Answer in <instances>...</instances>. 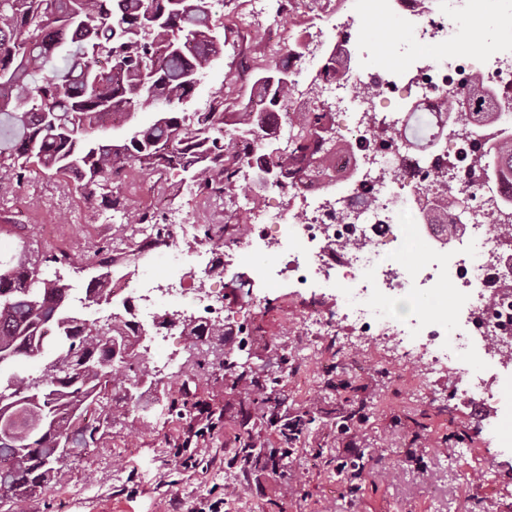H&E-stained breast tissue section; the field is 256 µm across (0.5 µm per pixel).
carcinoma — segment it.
<instances>
[{
    "label": "carcinoma",
    "instance_id": "cac0c4a2",
    "mask_svg": "<svg viewBox=\"0 0 512 512\" xmlns=\"http://www.w3.org/2000/svg\"><path fill=\"white\" fill-rule=\"evenodd\" d=\"M213 0H0V195L26 180L32 168L74 177L108 209L125 210L119 181L137 165L179 177L191 198H224L241 179L243 162L224 140V98L202 111L181 106L190 99L213 56L224 53V24ZM299 87L288 68L258 69L252 89L268 94L265 110L245 107L233 121L234 140L256 138L277 102ZM159 108L148 126L120 142L94 140L112 112ZM284 146L270 150L276 169L318 162L315 146L332 138L328 113L315 108L289 122ZM487 171L512 169V135L475 160ZM146 209L132 224H163ZM87 285L96 301L110 300L112 260L99 258ZM40 356V375L26 374L27 359ZM224 374L244 384L259 422L280 416L278 380L237 371L224 354ZM150 377L118 317L103 328L69 312V288L60 276L41 277V267L22 253L0 259V412L18 405L13 424L0 427V502L7 512L40 494L53 470L44 466L57 448H96L104 435L103 392H125ZM298 418L281 427L285 448L303 432ZM255 427L241 434L238 456L263 461Z\"/></svg>",
    "mask_w": 512,
    "mask_h": 512
}]
</instances>
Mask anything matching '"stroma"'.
<instances>
[{
    "label": "stroma",
    "instance_id": "obj_1",
    "mask_svg": "<svg viewBox=\"0 0 512 512\" xmlns=\"http://www.w3.org/2000/svg\"><path fill=\"white\" fill-rule=\"evenodd\" d=\"M368 48L407 45L420 60L444 54L438 43L416 41L402 21L370 25ZM234 48L206 66L200 85L185 105L193 112L216 96L245 98ZM128 210L141 209L143 199L168 200L178 216L196 225L223 224L244 233L237 208L242 191L232 199L206 204L192 199L157 172L128 168L121 184ZM54 225L55 242L45 238V225ZM133 251L136 241L122 215H110L100 198L75 179L39 171L25 187L0 199V251H24L39 264L54 250L68 253L62 267L64 283L87 285L100 247ZM258 297H282V314L267 316L255 306L244 317L250 338L246 361L253 371L278 379L289 416L312 417L293 456L264 470L237 464L233 437L250 409L242 387L233 386L223 370L206 369L194 396L184 397L179 374H163L162 395L151 419L134 402L115 397L105 405L109 424L99 447L77 454L60 465L53 481L27 503L26 512H199L210 501L223 499L222 512H476L475 490L490 480L477 512H512V461L486 475L482 453L487 442L480 418L450 392L455 373L437 383L448 393L452 414L435 410L418 397L422 370L418 364L399 365L368 354L337 357L334 341H319L306 349L299 324L301 304L287 285L252 284ZM351 389L335 387V379ZM209 403L222 413L208 447L195 451L196 467L184 470L174 442L195 424L194 405ZM364 406L366 421L354 430L364 452L365 470L357 497L346 494L347 481L337 473L346 434L338 425L355 406ZM462 432L469 453L455 459L443 445L448 435Z\"/></svg>",
    "mask_w": 512,
    "mask_h": 512
}]
</instances>
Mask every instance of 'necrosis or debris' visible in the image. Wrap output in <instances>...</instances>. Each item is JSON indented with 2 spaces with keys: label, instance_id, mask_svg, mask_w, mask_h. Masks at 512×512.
I'll list each match as a JSON object with an SVG mask.
<instances>
[{
  "label": "necrosis or debris",
  "instance_id": "1",
  "mask_svg": "<svg viewBox=\"0 0 512 512\" xmlns=\"http://www.w3.org/2000/svg\"><path fill=\"white\" fill-rule=\"evenodd\" d=\"M486 0H247L248 14L275 29L283 15L301 14L285 57L296 74H320L321 95L302 93L281 102L278 126L260 130L251 144L286 136L288 119L324 106L335 122V143L323 144V166L297 168L281 179L287 203H268L261 222L250 224L232 244L209 247L210 265L229 253L271 254L262 280L290 284L308 305L310 337H334L338 346L362 353L369 342L394 362L421 363L425 383L454 370L456 392L471 411L492 408L481 431L497 443L490 469L512 459V245L489 232L487 219L512 210V193L497 180L469 190L473 140L445 141L448 115L440 102L454 97L469 109L468 88L480 77L495 94L497 131L512 133V46L475 49L461 39L456 21L474 17ZM401 17L416 40L439 42L446 54L425 63L403 57L399 66H376L362 36L377 20ZM335 30L318 57L298 56L294 45L312 38L315 27ZM487 65H480V53ZM379 95H394L405 111L376 110L373 99L356 97L362 76ZM470 191L456 233L430 223L441 211L446 188ZM414 262H406L407 253ZM172 276L157 287L146 281L114 279L112 297L125 312L126 332L139 336L153 322L152 342L181 335L178 324L161 325L157 296L184 305L196 325L236 331L237 319L224 305V287L193 285L187 253L173 251ZM336 294L335 312L324 313L321 291ZM448 315L435 317L431 306Z\"/></svg>",
  "mask_w": 512,
  "mask_h": 512
}]
</instances>
